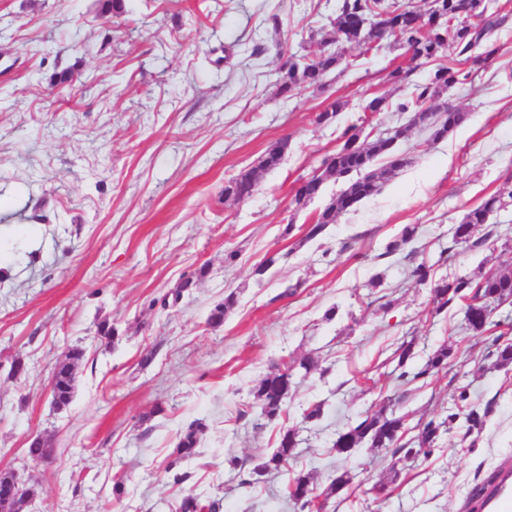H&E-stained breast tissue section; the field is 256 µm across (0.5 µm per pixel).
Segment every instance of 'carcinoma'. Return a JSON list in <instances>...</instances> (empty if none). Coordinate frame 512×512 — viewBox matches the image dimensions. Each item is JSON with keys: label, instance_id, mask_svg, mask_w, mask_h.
Segmentation results:
<instances>
[{"label": "carcinoma", "instance_id": "obj_1", "mask_svg": "<svg viewBox=\"0 0 512 512\" xmlns=\"http://www.w3.org/2000/svg\"><path fill=\"white\" fill-rule=\"evenodd\" d=\"M459 0H425L426 8L417 11L398 0H342L336 9V15L330 20L334 35L322 39V48L315 54L289 55L280 65L276 82L277 95L288 98L310 87H320L325 76L341 67L348 66L347 47L355 44L370 51L378 47L377 34L372 31L370 20L381 12L392 16L391 29L387 39L393 44L404 46L410 53L406 66H399L391 72L394 82L408 85L406 96L394 105L389 104L384 96L370 99L366 109L382 112L394 107L397 112H408V124L388 127L377 133H363V127L349 125L339 136L341 145L335 152L326 155L319 169L304 180L303 186L294 194L296 207H304L315 197L317 184L328 180L343 181L341 192L317 216L307 233V238L320 236L328 225L336 223L339 213L356 209L363 201L376 195L387 183L389 177L405 166L398 159L396 148L391 141L394 137H405L412 127H421L438 141L446 138L448 133L462 122L461 112L449 108L430 110V103L440 93L468 78L469 72L462 65L481 67L493 60L500 52L501 46L493 40L496 30L503 27L508 15L489 17L480 27L467 24L469 14L459 12ZM453 46L460 59L451 64L441 61L443 51ZM475 48L480 49L476 55L471 54ZM434 66L430 79L424 83H412L410 77L420 68ZM286 144L281 143L276 149L268 148L260 161L259 167L271 169L280 164ZM386 158L389 166L384 170L373 169L374 162ZM255 184V170L242 169L224 185V199L234 198L238 190H247ZM512 201V183H503L480 205L467 210L459 223L450 229V245L453 249L459 244L480 247L490 239L493 230L488 228V219L492 212ZM418 225L406 224L398 235L386 245L385 254L394 255L405 248L417 237ZM505 268L489 271L478 278L460 276L452 279L433 280L431 268L425 262L416 264L411 270L418 282L428 284L431 288L435 313L439 314L448 307L461 302L466 329L476 336L487 333L493 324L495 310L512 299V265L503 261ZM237 303L236 294L230 292L224 301L211 310L208 321L214 326L224 323V316ZM492 355L496 357L495 365H512V344L500 343V337L491 339ZM400 370L398 378L406 377L404 367L414 358V342L406 341L397 350ZM453 352L446 345L440 346L428 357L416 376L437 373L448 368V360ZM84 357L83 349L71 347L64 360L54 366L51 393L56 406H67L72 401L76 386L75 366ZM317 368V361L306 358L299 364L283 363L274 367L254 387L253 394L261 407V415L272 422L280 417L287 398L284 393L291 390L296 371L304 370L309 374ZM459 401L463 405L455 406L448 415L436 421L431 419L417 425L418 433L409 441L402 442L406 432V415L397 413L390 407H383L377 412L357 419L342 430L336 432L331 448L336 455L344 459L347 448H377L391 455L392 458H414L427 455L448 423L460 420L466 427V434L481 431L486 425L492 405L483 408L467 403L465 393H460ZM203 424H191L179 438L171 453L169 469L197 455L199 434ZM299 430L288 428L280 435L278 446L267 454L257 465L258 471L281 470L295 458ZM12 472L0 471V506L6 512H24L23 498L12 492ZM312 477L308 473H298L287 486V497L300 509H310L313 503ZM216 502L203 504L194 496H187L180 505V512H216Z\"/></svg>", "mask_w": 512, "mask_h": 512}]
</instances>
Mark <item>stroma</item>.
Instances as JSON below:
<instances>
[{"mask_svg":"<svg viewBox=\"0 0 512 512\" xmlns=\"http://www.w3.org/2000/svg\"><path fill=\"white\" fill-rule=\"evenodd\" d=\"M337 4L124 0L105 18L98 0H0V468L33 487L26 512H179L187 495L218 500L219 512H293V472L313 473L319 495L344 468L352 481L325 512H464L512 456V366L495 367L488 337L472 336L459 308L433 314L429 285L411 275L422 261L437 279L495 270L512 243L510 205L490 218L494 241L448 246L465 211L512 180V24L498 33L500 54L438 98L466 122L437 142L412 129L398 144L405 167L311 239L315 214L343 184L326 182L300 210L293 190L340 131L408 121L363 109L367 97L406 94L390 73L408 55L386 41L368 53L349 47L348 67L323 86L277 96L284 55L318 52ZM66 70L71 81L58 83ZM334 100L344 104L335 120L316 124ZM280 139V165L260 169ZM251 167L252 196L225 200V181ZM407 224L418 225L416 239L385 256ZM203 265L207 277L163 306ZM232 291L236 307L210 326ZM104 322L115 342L99 335ZM405 340L416 352L408 372L444 344L453 361L397 380L392 356ZM73 345L85 356L59 409L50 377ZM305 356L317 370L296 377L279 420L262 418L256 384ZM463 390L492 405L491 417L469 436L450 425L429 455L394 465L374 449L345 460L331 448L338 429L381 406L412 428L446 416ZM315 405L320 417L304 422ZM194 421L205 426L200 453L178 465L188 478L177 484L167 464ZM298 424L292 470L254 474ZM37 435L48 458L26 453Z\"/></svg>","mask_w":512,"mask_h":512,"instance_id":"obj_1","label":"stroma"}]
</instances>
